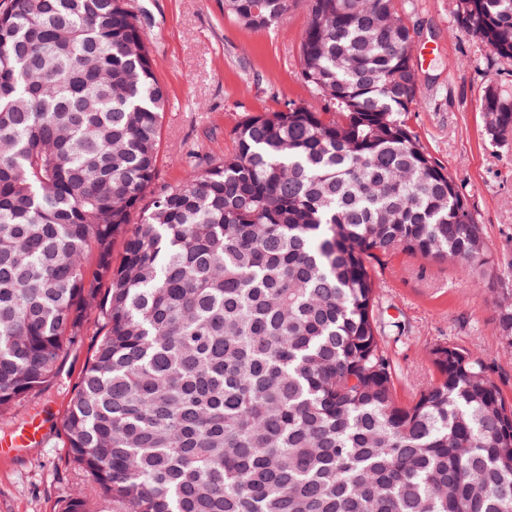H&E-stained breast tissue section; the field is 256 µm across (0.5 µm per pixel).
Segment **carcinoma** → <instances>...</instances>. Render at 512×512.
Segmentation results:
<instances>
[{
  "mask_svg": "<svg viewBox=\"0 0 512 512\" xmlns=\"http://www.w3.org/2000/svg\"><path fill=\"white\" fill-rule=\"evenodd\" d=\"M307 7L316 104L248 115L231 152L156 192L168 97L130 0L0 4V420L88 310L104 328L64 422L97 497L58 512H512V403L484 359L432 347L435 377L403 402L381 333L391 257L490 263L408 124L416 32L397 0ZM287 10L224 0L246 29ZM456 13L512 59V0ZM482 115L512 137L511 93L487 89ZM497 294L512 348V287Z\"/></svg>",
  "mask_w": 512,
  "mask_h": 512,
  "instance_id": "cac0c4a2",
  "label": "carcinoma"
}]
</instances>
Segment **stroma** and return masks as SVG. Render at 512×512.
I'll list each match as a JSON object with an SVG mask.
<instances>
[{
    "mask_svg": "<svg viewBox=\"0 0 512 512\" xmlns=\"http://www.w3.org/2000/svg\"><path fill=\"white\" fill-rule=\"evenodd\" d=\"M418 33L416 47L435 51L419 63L417 104L408 122L421 144L445 167L483 224L494 263L483 272L407 254L378 268L384 336L399 366L398 396L410 400L433 368L429 350L448 343L484 358L512 401V349L498 340L495 288L512 270V140L490 142L481 105L488 88L512 91V60L492 59L461 28L456 0H398ZM168 93L162 119L158 185L182 179L191 154L221 155L231 131L253 112L285 102L314 103L300 78L299 41L308 21L306 0H290L286 17L266 29H246L224 15L223 0H131ZM101 324L90 315L80 343L64 353L54 378L0 422V442L37 418L41 442L0 449V512H57L75 492L94 496L74 467L64 418Z\"/></svg>",
    "mask_w": 512,
    "mask_h": 512,
    "instance_id": "obj_1",
    "label": "stroma"
}]
</instances>
